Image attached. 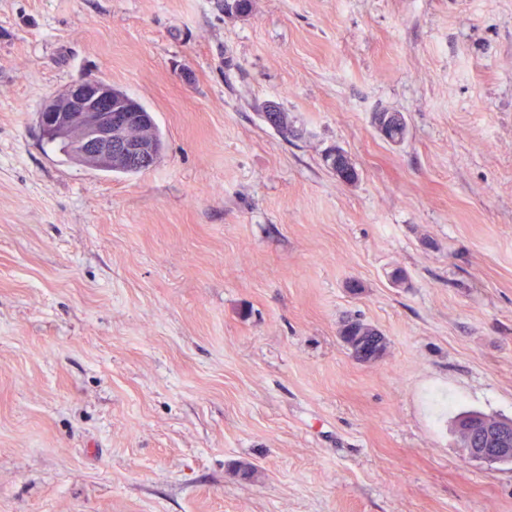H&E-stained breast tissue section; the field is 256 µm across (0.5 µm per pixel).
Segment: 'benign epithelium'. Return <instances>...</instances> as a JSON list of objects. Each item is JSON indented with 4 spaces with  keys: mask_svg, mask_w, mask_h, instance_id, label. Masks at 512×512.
Returning a JSON list of instances; mask_svg holds the SVG:
<instances>
[{
    "mask_svg": "<svg viewBox=\"0 0 512 512\" xmlns=\"http://www.w3.org/2000/svg\"><path fill=\"white\" fill-rule=\"evenodd\" d=\"M130 112L137 113L136 123L149 124L135 99L104 81L87 80L71 84L62 98L45 103L38 119L45 137L70 138L85 158L104 166L141 168L153 162L154 148L150 141L127 134L133 123ZM327 165L344 183L358 179V171L338 147L328 153ZM339 335L358 362L377 363L387 356V337L371 325L350 319L342 324ZM459 436L470 459L512 464V419L469 417L460 421Z\"/></svg>",
    "mask_w": 512,
    "mask_h": 512,
    "instance_id": "benign-epithelium-1",
    "label": "benign epithelium"
}]
</instances>
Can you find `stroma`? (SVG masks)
Returning a JSON list of instances; mask_svg holds the SVG:
<instances>
[{
	"label": "stroma",
	"instance_id": "obj_1",
	"mask_svg": "<svg viewBox=\"0 0 512 512\" xmlns=\"http://www.w3.org/2000/svg\"><path fill=\"white\" fill-rule=\"evenodd\" d=\"M80 80L153 167L43 137ZM468 413L512 418V0H0V512H512ZM327 156L329 157L326 164L342 182L353 183L358 179V171L347 163L350 160L340 148L332 149ZM339 335L351 357L358 362L377 363L387 356L388 339L376 327L350 319L342 324Z\"/></svg>",
	"mask_w": 512,
	"mask_h": 512
}]
</instances>
